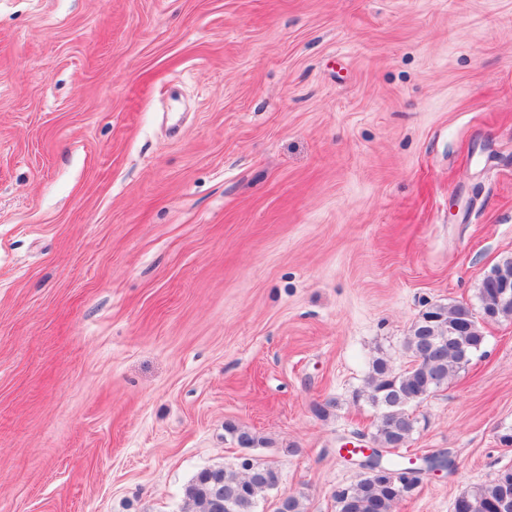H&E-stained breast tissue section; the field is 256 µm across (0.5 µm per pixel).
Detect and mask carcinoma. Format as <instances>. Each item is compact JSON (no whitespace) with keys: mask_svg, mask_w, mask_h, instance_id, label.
Returning a JSON list of instances; mask_svg holds the SVG:
<instances>
[{"mask_svg":"<svg viewBox=\"0 0 512 512\" xmlns=\"http://www.w3.org/2000/svg\"><path fill=\"white\" fill-rule=\"evenodd\" d=\"M504 272L512 274V258L495 264L484 275L479 288L481 315L461 303L439 305L414 323L405 342L410 367L397 372L383 358L373 361L360 397L376 411L370 439L379 452L360 465L380 466L392 473L415 462L428 471L451 469V461L441 454H400L398 438L413 436L418 424L414 406L447 385L481 350L485 342L482 323L512 318V296L501 295ZM256 465V472L240 465L199 471L185 489V512H211L210 501L217 495L228 503L224 512H256L259 498L280 481L275 463L258 461ZM392 481V477L378 479L370 475L338 488L333 492L336 512H395L423 478L394 488L390 487ZM456 502L458 512H500L488 483L460 494Z\"/></svg>","mask_w":512,"mask_h":512,"instance_id":"carcinoma-1","label":"carcinoma"}]
</instances>
